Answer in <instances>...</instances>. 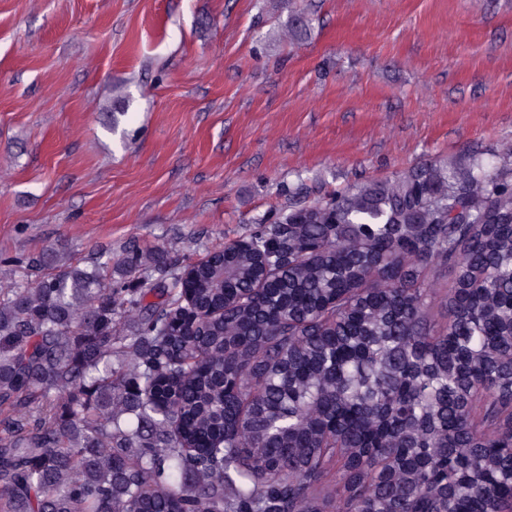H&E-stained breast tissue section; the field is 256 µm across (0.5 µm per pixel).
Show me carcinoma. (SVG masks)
<instances>
[{
    "mask_svg": "<svg viewBox=\"0 0 512 512\" xmlns=\"http://www.w3.org/2000/svg\"><path fill=\"white\" fill-rule=\"evenodd\" d=\"M505 155L259 225L261 243L291 224L266 292L287 323L249 304L191 320L261 279L265 256L231 245L173 273L157 304L159 248L125 259L117 286L110 261L1 282L0 512H325L331 462L345 512H484L512 493ZM429 263L456 269L444 327L425 317ZM465 387L482 396L463 408Z\"/></svg>",
    "mask_w": 512,
    "mask_h": 512,
    "instance_id": "1",
    "label": "carcinoma"
}]
</instances>
